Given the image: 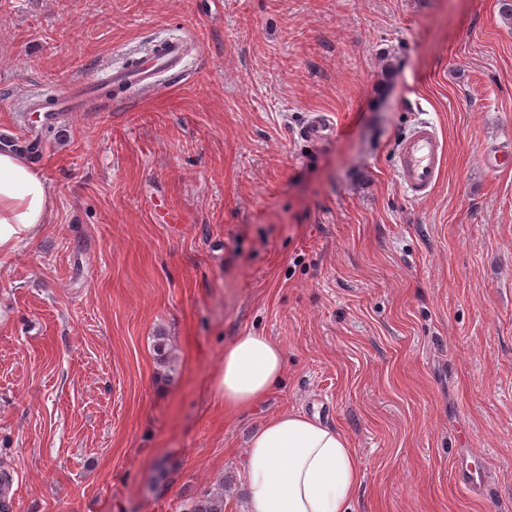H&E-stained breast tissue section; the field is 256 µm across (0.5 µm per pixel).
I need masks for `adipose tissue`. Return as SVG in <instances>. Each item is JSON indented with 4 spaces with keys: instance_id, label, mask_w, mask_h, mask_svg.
Masks as SVG:
<instances>
[{
    "instance_id": "ef3b65f1",
    "label": "adipose tissue",
    "mask_w": 512,
    "mask_h": 512,
    "mask_svg": "<svg viewBox=\"0 0 512 512\" xmlns=\"http://www.w3.org/2000/svg\"><path fill=\"white\" fill-rule=\"evenodd\" d=\"M53 197L36 167L0 153V261L35 240L48 223ZM285 366L283 346L245 334L224 346L210 388L225 410L250 408L272 391ZM246 512H351L363 481L362 463L338 429L302 413L268 417L247 440Z\"/></svg>"
}]
</instances>
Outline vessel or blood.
Listing matches in <instances>:
<instances>
[{
    "mask_svg": "<svg viewBox=\"0 0 512 512\" xmlns=\"http://www.w3.org/2000/svg\"><path fill=\"white\" fill-rule=\"evenodd\" d=\"M187 47L180 39H163L155 43L151 54L141 58L135 73L113 72L114 81L136 89L143 95L158 93L163 80H181ZM335 131L333 123L322 113H312L303 130L304 139L320 145ZM447 158L443 137L429 122L416 124L403 138L396 157V171L400 184L415 200L426 199L436 187ZM456 478L467 491L473 492L485 484L484 476L474 474L466 457L454 463Z\"/></svg>",
    "mask_w": 512,
    "mask_h": 512,
    "instance_id": "obj_1",
    "label": "vessel or blood"
}]
</instances>
